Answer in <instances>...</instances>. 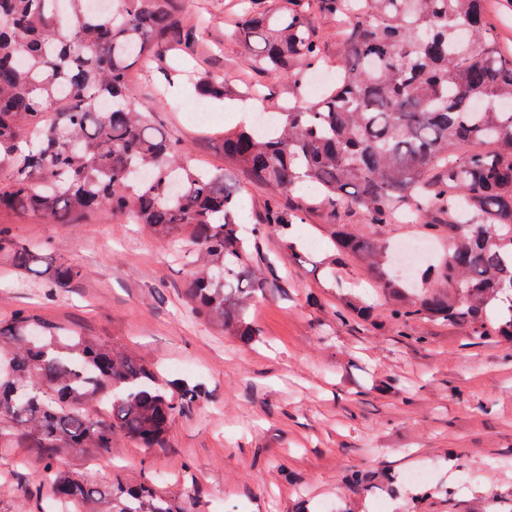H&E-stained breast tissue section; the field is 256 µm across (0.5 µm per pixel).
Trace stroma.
I'll use <instances>...</instances> for the list:
<instances>
[{
	"label": "stroma",
	"instance_id": "obj_1",
	"mask_svg": "<svg viewBox=\"0 0 512 512\" xmlns=\"http://www.w3.org/2000/svg\"><path fill=\"white\" fill-rule=\"evenodd\" d=\"M286 0H184L199 26L197 53L134 63L129 79L147 122L182 143L204 168L223 169L240 190L239 219L259 223L270 194L225 162L226 130L314 101L286 77L259 69L236 36L246 10L273 13ZM321 74L335 79L341 35L335 16L315 14ZM182 78L164 90V70ZM224 82L223 100L202 98L205 76ZM326 216L295 225L299 254L278 236L259 252L278 258L251 317L263 342L245 346L199 317L185 295L189 268L177 250L142 225L98 213L81 224H51L0 213L45 264L69 261L82 275L52 290L45 275H14L0 256V319L24 309L99 341L132 349L164 379L200 392L177 416L162 447L122 435L102 457L60 453L54 463L94 483L118 476L153 485L194 512H512V348L471 343L463 329L417 323V344L398 336L384 307L369 322L336 321L337 291L318 264L329 254ZM478 472L460 482L454 457ZM47 459L24 433L0 448V512H46ZM431 465L428 496L416 498L408 472ZM360 472V486L347 484Z\"/></svg>",
	"mask_w": 512,
	"mask_h": 512
}]
</instances>
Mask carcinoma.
I'll use <instances>...</instances> for the list:
<instances>
[{
	"mask_svg": "<svg viewBox=\"0 0 512 512\" xmlns=\"http://www.w3.org/2000/svg\"><path fill=\"white\" fill-rule=\"evenodd\" d=\"M0 0V211L80 224L105 210L132 217L185 248L186 293L197 313L244 345L260 339L249 316L265 290L257 241L290 237L319 209L359 210L364 224H332L336 254L372 275L399 335L417 322L465 327L475 340L512 343V48L486 19L484 0H291L276 14L245 13L241 40L257 62L299 89L322 60L310 21L336 15L342 54L336 83L310 105L224 134V156L272 188L261 223H238L240 191L224 170L204 171L189 152L149 126L133 101L134 61L174 48L193 55L183 0ZM313 185L320 201L298 195ZM414 224L445 243L418 287L394 267L391 231ZM0 254L21 274L40 252L0 226ZM81 274L62 262L50 283ZM368 296L339 297L336 320L365 321ZM195 388L164 381L131 352L65 333L26 310L0 320V447L15 430L51 456L104 455L112 436L160 447ZM105 418L93 420L91 409ZM42 480L58 504L80 512H177L170 499L119 478L80 482L48 463Z\"/></svg>",
	"mask_w": 512,
	"mask_h": 512,
	"instance_id": "obj_1",
	"label": "carcinoma"
}]
</instances>
